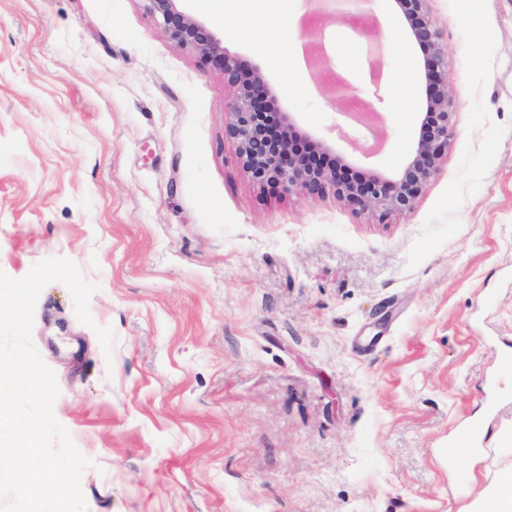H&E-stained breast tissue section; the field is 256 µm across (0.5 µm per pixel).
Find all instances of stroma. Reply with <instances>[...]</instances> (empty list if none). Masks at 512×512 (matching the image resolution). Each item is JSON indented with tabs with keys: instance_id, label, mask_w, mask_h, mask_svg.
Wrapping results in <instances>:
<instances>
[{
	"instance_id": "obj_1",
	"label": "stroma",
	"mask_w": 512,
	"mask_h": 512,
	"mask_svg": "<svg viewBox=\"0 0 512 512\" xmlns=\"http://www.w3.org/2000/svg\"><path fill=\"white\" fill-rule=\"evenodd\" d=\"M191 13L278 89L303 142L393 174L420 132L425 53L389 0L356 26L304 0ZM453 135L414 209L259 188L224 136L219 72L144 0H0V271L50 258L95 284L41 293L53 412L91 461L89 512H469L512 467V0H429ZM320 26L352 107L381 93L383 149L324 75L276 63ZM383 45L372 75L365 37ZM336 47V46H335ZM113 327L105 356L95 326ZM482 448L449 456L457 436Z\"/></svg>"
}]
</instances>
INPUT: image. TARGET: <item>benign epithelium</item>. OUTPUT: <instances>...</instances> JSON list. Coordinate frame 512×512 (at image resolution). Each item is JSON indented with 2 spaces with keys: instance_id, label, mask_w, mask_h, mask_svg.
Wrapping results in <instances>:
<instances>
[{
  "instance_id": "7a95c632",
  "label": "benign epithelium",
  "mask_w": 512,
  "mask_h": 512,
  "mask_svg": "<svg viewBox=\"0 0 512 512\" xmlns=\"http://www.w3.org/2000/svg\"><path fill=\"white\" fill-rule=\"evenodd\" d=\"M145 2L148 12L175 46L194 53L203 66L224 75V85L233 91V99L225 108L224 134L235 145L243 171L255 183L300 197L331 193L353 209L371 212L381 220L391 213L413 210L438 170L452 135L453 87L447 55L428 15V0H393L409 25V39L425 52L422 107L431 121L390 177L381 173L352 176L351 165L342 158L331 157L335 149L326 141L316 143L311 153L299 148L292 117L271 110L276 91L264 81L259 69L245 71L241 59L184 8V0ZM371 2L307 0L314 12L345 22L363 14ZM348 90L341 81L331 87L333 102L342 114L349 100Z\"/></svg>"
}]
</instances>
